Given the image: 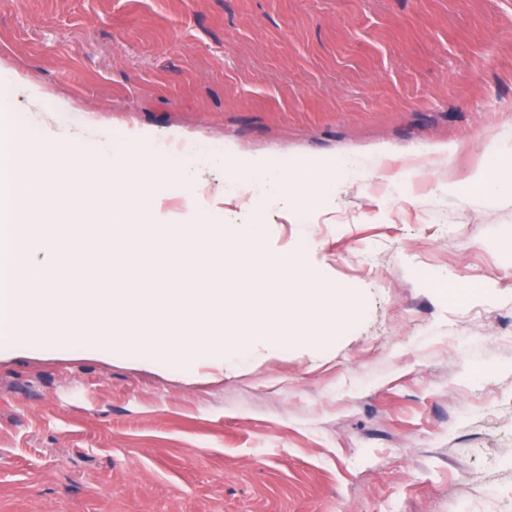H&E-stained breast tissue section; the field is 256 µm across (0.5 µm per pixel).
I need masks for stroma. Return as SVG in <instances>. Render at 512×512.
<instances>
[{
    "label": "stroma",
    "instance_id": "1",
    "mask_svg": "<svg viewBox=\"0 0 512 512\" xmlns=\"http://www.w3.org/2000/svg\"><path fill=\"white\" fill-rule=\"evenodd\" d=\"M18 81L26 121L92 150L191 138L204 210L228 141L390 160L300 211L262 187L226 210L353 302L318 343L0 345V512H512V195L468 180L512 147V0H0Z\"/></svg>",
    "mask_w": 512,
    "mask_h": 512
}]
</instances>
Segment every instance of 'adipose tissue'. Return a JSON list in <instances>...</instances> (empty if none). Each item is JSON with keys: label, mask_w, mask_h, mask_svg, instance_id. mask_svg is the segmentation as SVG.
<instances>
[{"label": "adipose tissue", "mask_w": 512, "mask_h": 512, "mask_svg": "<svg viewBox=\"0 0 512 512\" xmlns=\"http://www.w3.org/2000/svg\"><path fill=\"white\" fill-rule=\"evenodd\" d=\"M278 155L275 149L254 153L231 148L218 155L217 161L236 183L269 187L291 211L304 207L312 195L335 191L352 173L351 161L334 157L301 163L285 172L277 163Z\"/></svg>", "instance_id": "ef3b65f1"}]
</instances>
